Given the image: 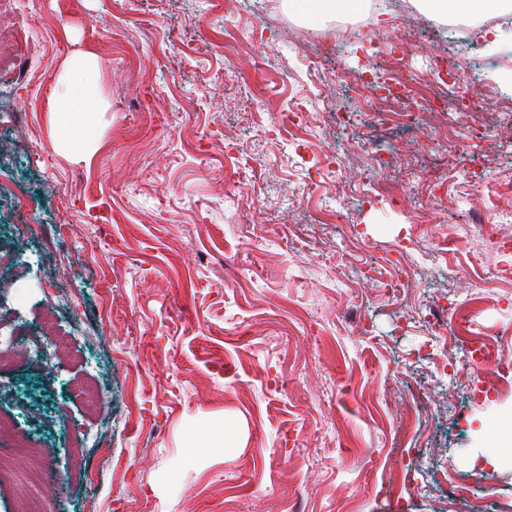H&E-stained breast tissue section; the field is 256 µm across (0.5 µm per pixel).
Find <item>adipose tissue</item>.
Listing matches in <instances>:
<instances>
[{
    "label": "adipose tissue",
    "mask_w": 512,
    "mask_h": 512,
    "mask_svg": "<svg viewBox=\"0 0 512 512\" xmlns=\"http://www.w3.org/2000/svg\"><path fill=\"white\" fill-rule=\"evenodd\" d=\"M54 102L59 143L70 153H88L97 136L95 115L100 99L95 92V60L85 53L59 78Z\"/></svg>",
    "instance_id": "1"
}]
</instances>
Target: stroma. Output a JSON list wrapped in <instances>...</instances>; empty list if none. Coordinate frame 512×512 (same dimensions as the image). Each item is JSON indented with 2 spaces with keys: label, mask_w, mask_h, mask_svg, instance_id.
Returning a JSON list of instances; mask_svg holds the SVG:
<instances>
[{
  "label": "stroma",
  "mask_w": 512,
  "mask_h": 512,
  "mask_svg": "<svg viewBox=\"0 0 512 512\" xmlns=\"http://www.w3.org/2000/svg\"><path fill=\"white\" fill-rule=\"evenodd\" d=\"M327 24L286 0L0 11V40L29 42L24 73H0V186L26 197L0 201V249L25 258L0 292V410L55 473L0 512L32 494L46 512H512V462L486 463L512 411V277L491 239L446 251L482 212L512 239V86L459 68L474 135L429 110L448 40L424 14H378L331 58ZM82 52L102 109L92 151L66 154L52 104ZM388 69L413 74L407 98L362 86ZM473 278L478 368L452 322ZM44 318L64 351L17 336ZM211 427L237 443L188 454Z\"/></svg>",
  "instance_id": "1"
}]
</instances>
